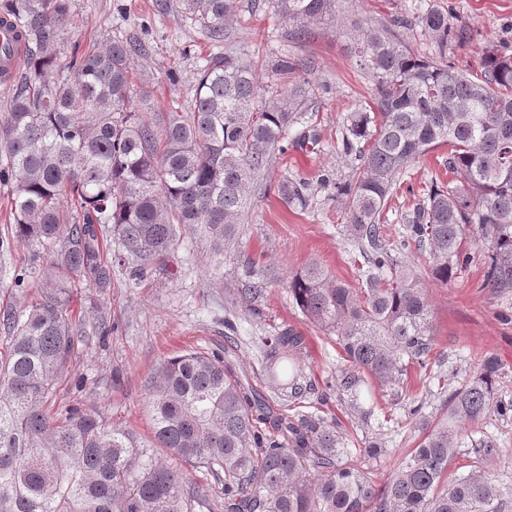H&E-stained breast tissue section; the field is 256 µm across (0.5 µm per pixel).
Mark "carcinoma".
Instances as JSON below:
<instances>
[{
	"instance_id": "obj_1",
	"label": "carcinoma",
	"mask_w": 512,
	"mask_h": 512,
	"mask_svg": "<svg viewBox=\"0 0 512 512\" xmlns=\"http://www.w3.org/2000/svg\"><path fill=\"white\" fill-rule=\"evenodd\" d=\"M338 0H274L288 20L282 39L302 42L309 25H346L374 101L346 116L345 149L361 144L363 169L336 183V200L364 259L353 288L309 264L289 282L303 316L343 355L326 387L362 418L380 388L399 396L417 366L432 374L431 312L420 278L403 251L428 254L431 277L448 284L471 261L468 239L490 243L481 287L512 292V53L482 47L480 71L448 62V43L467 32L432 5L388 23L339 14ZM224 54L201 69L193 106L157 121L132 106L137 45L110 40L67 55L71 0H15L29 76L0 117V181L13 182L14 238L54 257L38 295L8 310L0 351V512H195L200 490L158 450L190 467L224 474V512H509L512 487L481 465L448 480L463 448L477 461L493 445L468 425L512 402L496 397L501 364L482 358L477 372L448 395L436 421L422 419L416 448L381 486L354 465L352 453L318 407L274 409L237 365L238 343L224 352H187L162 361L149 388L153 440L142 443L99 413L47 409L68 373L81 325L73 289L105 290L112 264L138 281L196 226L218 250L239 245L249 197L261 186L289 132L321 87L294 73L303 64L278 59L275 87L259 88L254 58L237 47L241 0H174ZM418 24L440 58L420 59L397 29ZM448 147L455 180L433 184L407 218L398 244L384 212L400 177L420 157ZM306 183L283 178L278 196L307 206ZM75 215L65 210V202ZM118 251L104 258L102 227ZM268 289L248 258L230 306L255 309ZM263 371L273 389L303 402L312 393L296 358L303 337L292 328L261 339Z\"/></svg>"
}]
</instances>
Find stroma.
Returning a JSON list of instances; mask_svg holds the SVG:
<instances>
[{
  "mask_svg": "<svg viewBox=\"0 0 512 512\" xmlns=\"http://www.w3.org/2000/svg\"><path fill=\"white\" fill-rule=\"evenodd\" d=\"M418 0H340L343 13L386 22L408 12ZM446 10L453 24L468 26L471 40L448 47V59L463 72L478 70L480 47L487 41L512 48V0H430ZM75 23L65 50L89 47L110 39L136 37L143 46L136 69L133 104L163 116L191 105L202 67L220 53L198 29L174 9H162L158 0H71ZM256 13L238 15L241 47L258 54L262 84L273 81L272 60L289 53L301 60L302 77L324 85L305 115L306 133L316 144L295 143L276 156L265 175L266 193L255 195L241 226L238 249L217 253L209 241L183 231L175 248L153 264L140 283L129 282L122 271L112 275L110 288H78L75 304L82 309L83 334L70 361L69 380L61 384L57 405L80 403L113 424L131 431L142 442L151 439L152 419L148 385L158 364L186 350L223 349L228 331L242 344L240 358L259 390L272 401L281 396L264 379L255 347L263 336L286 328L298 331L304 343L297 354L315 387L324 389L342 364L333 338L301 314L289 292L291 276L307 264L322 267L333 278L357 287L363 259L346 231V217L336 202L335 184L359 173L361 160L343 150L344 120L364 106L372 84L356 67L351 40L342 27L330 22L310 25L301 43L281 37L284 22L270 0H257ZM447 148L420 157L406 170L389 202L385 216L390 241H400L407 214L420 203L433 183L452 181ZM301 177L308 183L305 209L286 208L276 195L282 176ZM13 186L0 182V312L19 308L25 297L37 294L51 258L33 259L30 246L15 241L10 210ZM471 264L448 284L431 279L420 253L408 249L425 287L434 331V378L409 371L406 397L392 402L374 391L372 415L361 421L346 404L324 406L328 419L337 420L338 432L350 448L382 443L387 453L373 460L358 456L361 470L384 481L418 443L420 433L410 414L422 405L425 414L439 415L446 399L441 384L455 389L474 374L482 357L493 354L501 363L496 380L499 399L512 401V293L492 295L482 290L483 250L472 247ZM267 264L272 281L259 313L230 308L225 289L234 287V270L242 257ZM26 269L24 291H17L13 276ZM474 438L491 441L494 452L487 465L499 482L512 484V413H490L472 428ZM187 484L203 493L197 512H224V478L204 469L183 467Z\"/></svg>",
  "mask_w": 512,
  "mask_h": 512,
  "instance_id": "35a3bbf8",
  "label": "stroma"
}]
</instances>
